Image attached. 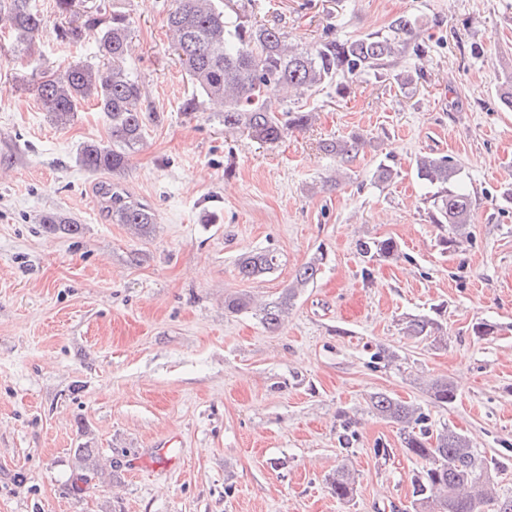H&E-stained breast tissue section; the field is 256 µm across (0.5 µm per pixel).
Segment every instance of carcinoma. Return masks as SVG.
Returning a JSON list of instances; mask_svg holds the SVG:
<instances>
[{
  "label": "carcinoma",
  "instance_id": "cac0c4a2",
  "mask_svg": "<svg viewBox=\"0 0 512 512\" xmlns=\"http://www.w3.org/2000/svg\"><path fill=\"white\" fill-rule=\"evenodd\" d=\"M253 0H175L167 26L174 49L185 65L198 94L184 100L182 110L194 112L199 97L224 104L222 118L226 129H244L253 138L276 142L292 129L306 126L312 114L284 106V95L298 98L336 86L341 94L346 86L337 78H359L384 69L390 58L406 52L413 36L415 21L402 17L385 33H372L356 39L327 38L308 48L287 43V36L276 26L260 25L252 20ZM44 20L32 0H0V29L13 38V49L30 51ZM90 33L96 35L102 63L94 66L82 62L62 70L45 72L34 84L35 96L52 121L65 124L78 105L88 99L96 101L111 129L108 144L88 142L78 156L79 165L90 173L116 172L128 162L129 154L144 139L146 124L143 86L128 67L131 26L127 15L117 9L107 13L97 10L80 25L72 23L58 29V37L78 44ZM359 136L331 140L325 151L349 157L363 149ZM416 177L436 188L430 219L448 225V244L455 245V234L470 222L471 195L460 188H450L455 176L448 157L422 155L415 161ZM112 221L124 224L135 235L152 232L156 214L132 200L118 188H112ZM42 224L49 233L78 235L81 225L69 217L47 214ZM398 246L391 239L365 243L366 254L390 258ZM277 257L268 251L249 253L238 261L244 279L262 276L274 269ZM294 295L285 296L262 308L267 327L279 324ZM439 325L431 318H412L405 333L416 338L432 336ZM431 394L440 404H450L455 391L445 380L432 382ZM378 414L402 426L403 447L425 461V467L412 478L413 512H512V496H499L495 487L482 478L487 462L470 439L455 430L437 432L412 426L422 421L417 408L384 393L371 399ZM94 449L74 450L73 483L81 490L96 471ZM334 496L347 500L353 494L354 477L340 468L329 479Z\"/></svg>",
  "mask_w": 512,
  "mask_h": 512
}]
</instances>
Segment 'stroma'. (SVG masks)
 Segmentation results:
<instances>
[{"mask_svg":"<svg viewBox=\"0 0 512 512\" xmlns=\"http://www.w3.org/2000/svg\"><path fill=\"white\" fill-rule=\"evenodd\" d=\"M32 51L0 52V512H412L422 462L401 429L372 411L383 392L421 408L431 429L466 434L498 490L512 494V0H257L256 20L301 47L358 38L415 19L418 52L299 99L309 126L275 143L228 131L211 102L181 105L191 80L171 45L174 0H81L132 20L133 72L147 135L118 172L78 163L108 143L94 102L65 125L32 85L46 71L98 64L94 37L56 35L55 0ZM357 133L349 159L323 140ZM448 157L473 207L457 246L429 218L433 190L417 156ZM396 172L376 179L379 162ZM150 207L146 236L114 223L103 183ZM82 225L44 233L42 215ZM390 238L398 255L364 257ZM269 250L276 268L245 280L238 259ZM318 262L313 283L299 269ZM279 328L261 320L285 289ZM253 301L229 312L228 297ZM439 335L405 334L409 318ZM494 324L491 336L473 326ZM451 383L436 403L432 380ZM98 449L90 489L71 488L73 454ZM355 477L350 499L329 480ZM329 484L334 496L339 500H347L353 494L354 477L348 469L344 467L336 470L330 480Z\"/></svg>","mask_w":512,"mask_h":512,"instance_id":"1","label":"stroma"}]
</instances>
